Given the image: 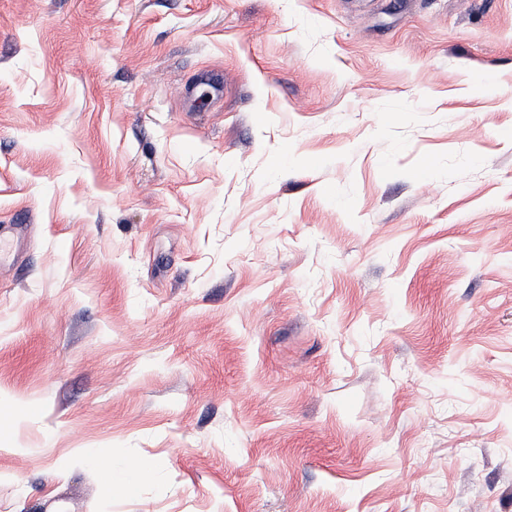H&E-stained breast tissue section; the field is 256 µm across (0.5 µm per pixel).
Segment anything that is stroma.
Here are the masks:
<instances>
[{"label": "stroma", "mask_w": 512, "mask_h": 512, "mask_svg": "<svg viewBox=\"0 0 512 512\" xmlns=\"http://www.w3.org/2000/svg\"><path fill=\"white\" fill-rule=\"evenodd\" d=\"M4 225L0 512H512V0H0Z\"/></svg>", "instance_id": "obj_1"}]
</instances>
